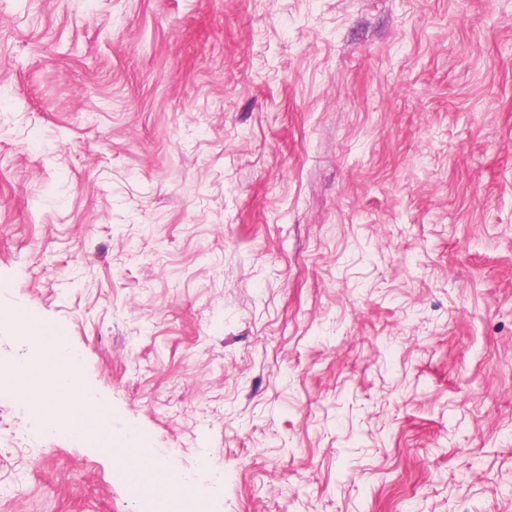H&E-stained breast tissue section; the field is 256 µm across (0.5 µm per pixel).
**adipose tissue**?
Listing matches in <instances>:
<instances>
[{"instance_id": "ef3b65f1", "label": "adipose tissue", "mask_w": 512, "mask_h": 512, "mask_svg": "<svg viewBox=\"0 0 512 512\" xmlns=\"http://www.w3.org/2000/svg\"><path fill=\"white\" fill-rule=\"evenodd\" d=\"M0 330L23 333L29 356L9 364L10 372L22 380L21 388L10 393L27 422L36 430L51 433L56 426L67 425L76 438L96 432H112V416L99 405L83 381H69L54 371L56 365H80V352L67 341L41 328L35 315L23 307L0 308ZM137 433L129 432L113 449L126 481H139L145 487L137 496V504L148 512H170V504L177 487L187 490L190 504L202 506L204 512H218L216 502L205 499L199 492L210 470L206 462H199L196 470L184 471L171 467L155 455L142 451Z\"/></svg>"}]
</instances>
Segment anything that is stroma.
<instances>
[{"label":"stroma","mask_w":512,"mask_h":512,"mask_svg":"<svg viewBox=\"0 0 512 512\" xmlns=\"http://www.w3.org/2000/svg\"><path fill=\"white\" fill-rule=\"evenodd\" d=\"M223 512H512V0H0V308ZM0 512H135L0 396Z\"/></svg>","instance_id":"stroma-1"}]
</instances>
